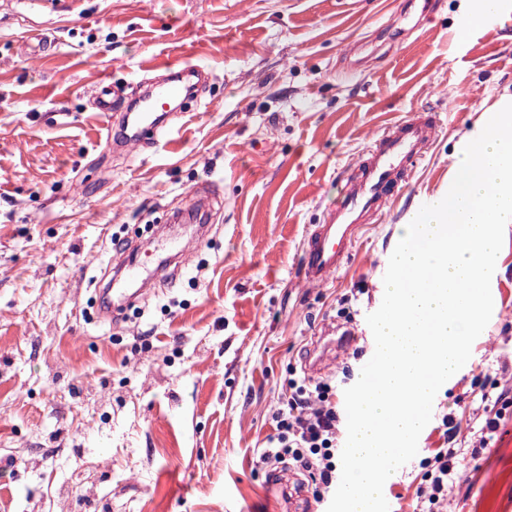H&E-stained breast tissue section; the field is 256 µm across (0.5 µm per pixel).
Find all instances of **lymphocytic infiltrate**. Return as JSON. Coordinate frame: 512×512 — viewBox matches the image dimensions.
Listing matches in <instances>:
<instances>
[{
	"mask_svg": "<svg viewBox=\"0 0 512 512\" xmlns=\"http://www.w3.org/2000/svg\"><path fill=\"white\" fill-rule=\"evenodd\" d=\"M330 383L291 382L286 403L274 416L276 433L268 438L257 463L272 466L283 462L307 472L315 483L314 495L324 500L336 482L339 436L347 423L345 413L332 400ZM445 440L453 442V433ZM446 447L434 449L417 490L416 512H435L447 500L448 483L455 468V454Z\"/></svg>",
	"mask_w": 512,
	"mask_h": 512,
	"instance_id": "1",
	"label": "lymphocytic infiltrate"
}]
</instances>
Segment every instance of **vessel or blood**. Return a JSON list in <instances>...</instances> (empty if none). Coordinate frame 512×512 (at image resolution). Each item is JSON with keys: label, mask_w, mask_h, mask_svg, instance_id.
Instances as JSON below:
<instances>
[{"label": "vessel or blood", "mask_w": 512, "mask_h": 512, "mask_svg": "<svg viewBox=\"0 0 512 512\" xmlns=\"http://www.w3.org/2000/svg\"><path fill=\"white\" fill-rule=\"evenodd\" d=\"M194 67L170 72L156 80L131 119L129 144L165 136L163 112L186 90ZM437 126L432 117L416 112L377 136L345 178L341 201L311 225L300 265L303 280L326 283L349 260L360 230L386 215L394 192L433 143Z\"/></svg>", "instance_id": "obj_1"}]
</instances>
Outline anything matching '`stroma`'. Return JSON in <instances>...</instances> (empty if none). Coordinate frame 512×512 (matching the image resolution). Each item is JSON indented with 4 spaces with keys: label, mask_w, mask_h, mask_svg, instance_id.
<instances>
[{
    "label": "stroma",
    "mask_w": 512,
    "mask_h": 512,
    "mask_svg": "<svg viewBox=\"0 0 512 512\" xmlns=\"http://www.w3.org/2000/svg\"><path fill=\"white\" fill-rule=\"evenodd\" d=\"M481 0H0V512H288L258 451L311 337L360 336L406 223L448 191L484 109L512 95V0L459 32ZM47 30L50 51L31 54ZM202 66L169 140L117 148L101 80L134 95L151 65ZM434 113L436 140L381 223L321 288L300 277L309 225L384 128ZM165 235L143 241L147 221ZM124 250H115L113 238ZM195 242L194 260L107 316L97 291L130 253ZM491 319L438 391L418 452L387 483L413 512L446 417L460 425L443 512H512V407L475 445L486 400L512 388V223Z\"/></svg>",
    "instance_id": "stroma-1"
}]
</instances>
